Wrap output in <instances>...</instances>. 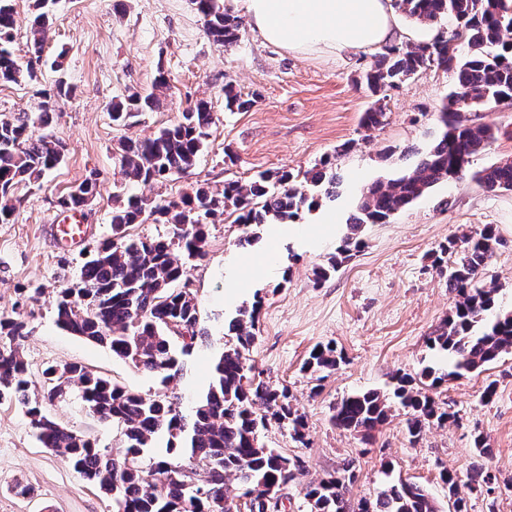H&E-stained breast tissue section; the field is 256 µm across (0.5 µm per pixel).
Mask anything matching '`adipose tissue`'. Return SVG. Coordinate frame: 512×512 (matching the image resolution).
<instances>
[{
    "instance_id": "adipose-tissue-1",
    "label": "adipose tissue",
    "mask_w": 512,
    "mask_h": 512,
    "mask_svg": "<svg viewBox=\"0 0 512 512\" xmlns=\"http://www.w3.org/2000/svg\"><path fill=\"white\" fill-rule=\"evenodd\" d=\"M265 42L296 55L373 52L409 39L392 0H243Z\"/></svg>"
}]
</instances>
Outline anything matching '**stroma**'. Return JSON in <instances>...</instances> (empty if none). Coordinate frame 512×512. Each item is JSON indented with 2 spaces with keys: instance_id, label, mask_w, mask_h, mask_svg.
Segmentation results:
<instances>
[{
  "instance_id": "35a3bbf8",
  "label": "stroma",
  "mask_w": 512,
  "mask_h": 512,
  "mask_svg": "<svg viewBox=\"0 0 512 512\" xmlns=\"http://www.w3.org/2000/svg\"><path fill=\"white\" fill-rule=\"evenodd\" d=\"M51 10L42 83L48 87L62 77L75 93L59 102L46 133L65 144L66 156L42 183L19 186L11 223H0V312L14 310L27 321L30 333L21 349L32 372L77 362L140 394L178 397L188 413L219 349L233 342L230 319L258 297L262 307L248 363L267 385L288 390L306 422L302 444L275 424L261 436L266 447L304 463L283 490L282 512H309L306 486L347 460L356 466L353 499L375 496L402 477L424 486L443 508L448 496L440 470L462 474L479 461L496 481L492 492L470 496L469 512H512V489L504 487L512 479V354L481 374L442 385L440 399L460 419L425 430L418 442H411L408 414L395 399L388 422L370 439L330 421L342 397L368 389L390 394L394 375L414 376L441 362L428 339L453 307L448 273L435 263L449 238L494 227L499 243L484 284L496 288L498 309L512 311V191L488 192L467 178L440 184L390 223L363 225L359 249L330 279L315 280V269L336 253L355 211V192L410 168L438 134L437 110L454 86L452 73L429 69L385 91L384 122L367 130L360 117L372 97L358 78L372 54L296 56L264 43L248 26L237 45L227 48L208 35L189 0H55ZM160 67L169 77L163 108L144 113L132 126H115L113 104L130 88L151 90ZM228 83L253 99L249 111L225 110ZM199 98L211 100L215 124L191 174L134 184L131 193L160 202L178 198L197 182L220 187L264 171L300 175L330 154L342 186L335 200L304 211L295 232L278 239L272 238L271 225L246 227L229 215L208 225L206 257L186 265L206 337L185 356L181 374L165 384L107 348L60 329L53 301L112 238L117 205L112 188L122 180V142L152 136ZM465 118L500 129L492 146L475 157L474 168L512 158V105L472 111ZM347 143L351 151L340 154ZM89 176L97 178L99 189L82 212L86 238L71 247L57 245L52 227L67 218L58 200ZM245 236L253 243L244 248L238 241ZM263 252L271 260L266 274L254 269ZM328 341L343 360L324 379L311 378L302 363L315 344ZM491 382L496 393L483 400ZM52 412L65 427L100 445L115 442V430L98 423L77 397L57 403ZM477 433L493 450L481 460L472 449ZM21 485L29 486L30 494H19ZM109 510L103 493L35 439L21 406L0 401V512Z\"/></svg>"
}]
</instances>
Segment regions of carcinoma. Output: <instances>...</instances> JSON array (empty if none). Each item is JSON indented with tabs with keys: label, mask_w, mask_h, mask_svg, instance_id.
I'll use <instances>...</instances> for the list:
<instances>
[{
	"label": "carcinoma",
	"mask_w": 512,
	"mask_h": 512,
	"mask_svg": "<svg viewBox=\"0 0 512 512\" xmlns=\"http://www.w3.org/2000/svg\"><path fill=\"white\" fill-rule=\"evenodd\" d=\"M191 4L214 42L226 48L238 43L241 22L224 9L223 0H191ZM395 5L422 25L446 19L448 31L419 44L385 46L374 55L361 80L377 93L433 68L452 73L455 86L438 112L441 132L417 163L360 191L356 213L349 217L353 231L363 224L389 223L435 186L450 180L468 177L490 192L512 189V158L480 170L471 168L472 158L496 141L498 127L468 124L462 117L479 107L512 100V7L506 0H395ZM52 23L49 0H37L26 32L25 80L31 84L40 83L45 39ZM15 30L12 0H0V85L18 81V58L12 50ZM168 86L167 74L157 68L152 91H130L125 100L112 105V121L126 126L138 114L158 110L159 93ZM38 94L46 100L40 111L0 115V223L9 222L15 211L18 186L44 179L65 156L62 142L37 135L35 129L50 125L56 105L70 97L71 89L57 80ZM224 101L230 111H247L253 105V100L243 98L229 84L224 86ZM384 115V105L377 102L363 113L362 126L375 128ZM213 124L211 103L198 99L154 136L128 139L119 157L123 182L115 186L114 197H123L128 184L187 175L207 147ZM329 165L331 159L323 160L304 173V180L325 187L331 198L340 179L328 173ZM97 190L96 179L88 177L62 196L59 206L81 211ZM310 206L306 190L287 172L228 180L221 189L199 183L163 203L130 195L112 213V241L81 266L77 287L57 294L56 323L167 383L183 371L182 357L205 336L198 329L194 290L179 288L187 278L174 250L191 259L203 257L206 220L226 212L242 224H288ZM149 220L170 225L172 236L147 239L126 234L130 225ZM497 244L494 228L487 225L440 247L443 255L459 254L454 275L448 278L454 307L430 337V347L446 353L450 365L446 369L427 366L416 379L394 377L393 394L411 410L407 429L415 441L431 426L458 420L457 412L449 411L448 403L432 390L447 380L480 373L512 353V313L494 311L496 289L483 285ZM353 246H359L357 238L345 236L337 255L316 269V280H326L336 272V265L349 257ZM260 305L258 299L238 309L229 325L236 343L221 352L211 381L189 417L169 396L144 397L76 363L47 367L42 385L36 386L20 351V341L30 333L28 323L15 311H3L0 399L14 400L25 408L38 441L107 496L110 512H232L234 499L224 491L229 478L238 481L243 494L253 496L251 512H266L264 498L288 485L303 465L264 446L260 435L274 422L302 442L306 423L291 406L286 390L273 389L251 376L246 353L255 342ZM340 361L334 344H318L303 370L320 374L336 369ZM73 391L99 423L119 432L117 447L101 446L52 417L50 407ZM390 410L386 395L371 389L342 397L333 407L332 421L369 438L387 422ZM355 478L353 463L346 461L334 474L310 483L305 493L310 512H440L423 486L401 478L374 497L354 503L348 492ZM440 479L448 487L454 512H468V496L492 481L477 462L463 478L444 471Z\"/></svg>",
	"instance_id": "carcinoma-1"
}]
</instances>
